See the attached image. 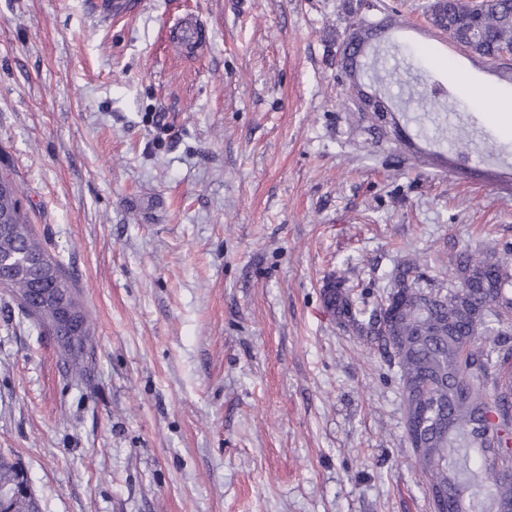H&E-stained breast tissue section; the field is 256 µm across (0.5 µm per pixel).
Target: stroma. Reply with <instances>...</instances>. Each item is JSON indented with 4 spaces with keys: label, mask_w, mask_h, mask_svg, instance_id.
Listing matches in <instances>:
<instances>
[{
    "label": "stroma",
    "mask_w": 512,
    "mask_h": 512,
    "mask_svg": "<svg viewBox=\"0 0 512 512\" xmlns=\"http://www.w3.org/2000/svg\"><path fill=\"white\" fill-rule=\"evenodd\" d=\"M0 0V155L92 314L78 385L55 339L0 290V451L39 512H431L388 362L327 312L338 275L367 303L419 257L453 279L465 246L512 245V101L501 76L400 0L389 31L425 59L367 48L358 80L397 122L348 118L336 51L348 8L391 0ZM196 18L197 51L172 31ZM455 92L407 101L415 79ZM486 141L418 140L416 116Z\"/></svg>",
    "instance_id": "obj_1"
}]
</instances>
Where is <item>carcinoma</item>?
<instances>
[{
	"instance_id": "cac0c4a2",
	"label": "carcinoma",
	"mask_w": 512,
	"mask_h": 512,
	"mask_svg": "<svg viewBox=\"0 0 512 512\" xmlns=\"http://www.w3.org/2000/svg\"><path fill=\"white\" fill-rule=\"evenodd\" d=\"M429 24L488 61L512 49V0H432ZM0 288L35 327L52 330L53 304L72 323L60 348L67 379L84 381L93 357L91 317L64 265L32 224L23 186L0 174ZM326 307L336 323L397 368L404 438L423 475L431 512H512V246L487 254L467 247L444 287L407 258L374 307L360 306L342 277L330 278ZM491 433L493 440L483 438ZM20 468L0 454V495L8 512H38L33 495L14 493Z\"/></svg>"
}]
</instances>
